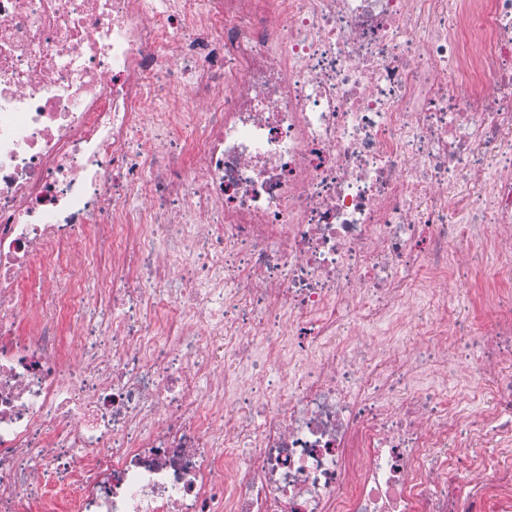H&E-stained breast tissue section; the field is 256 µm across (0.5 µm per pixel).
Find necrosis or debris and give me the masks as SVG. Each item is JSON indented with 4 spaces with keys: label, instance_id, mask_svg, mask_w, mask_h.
I'll list each match as a JSON object with an SVG mask.
<instances>
[{
    "label": "necrosis or debris",
    "instance_id": "1",
    "mask_svg": "<svg viewBox=\"0 0 512 512\" xmlns=\"http://www.w3.org/2000/svg\"><path fill=\"white\" fill-rule=\"evenodd\" d=\"M511 292L512 0H0V512H512Z\"/></svg>",
    "mask_w": 512,
    "mask_h": 512
}]
</instances>
